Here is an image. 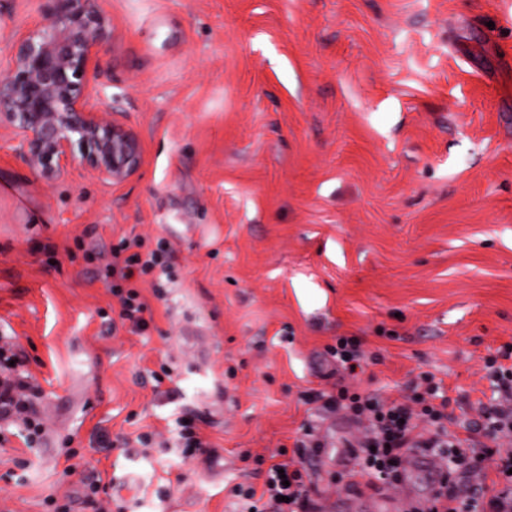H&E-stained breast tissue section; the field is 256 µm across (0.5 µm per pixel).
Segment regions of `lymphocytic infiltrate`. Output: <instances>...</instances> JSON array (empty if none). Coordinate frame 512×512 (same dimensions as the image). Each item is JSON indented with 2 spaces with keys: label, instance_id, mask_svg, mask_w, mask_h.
<instances>
[{
  "label": "lymphocytic infiltrate",
  "instance_id": "obj_1",
  "mask_svg": "<svg viewBox=\"0 0 512 512\" xmlns=\"http://www.w3.org/2000/svg\"><path fill=\"white\" fill-rule=\"evenodd\" d=\"M168 256L165 247L151 250L142 238H124L113 247L110 260L100 269L102 280L118 299L120 320L132 332L141 333L149 327L146 317L149 307L140 291V282L143 276L164 268ZM16 357L13 345L0 344V422L22 423L33 437L38 435L40 425L31 415L32 384L13 367ZM484 368L497 389V396L494 402L478 406L483 418V435L479 438L470 428L462 434L442 428L441 422L447 419L451 405L447 397H440V404L428 402L417 408L407 399L386 402L371 394L350 391L340 383L332 391L312 392L311 400L325 411L348 409L365 417L368 429L358 452L362 467L375 480L394 481L399 477L402 455L409 448H423L452 462L469 453L478 464L483 457L492 455V443L504 439L512 442V343L488 355ZM422 421L440 425V432L422 438L417 432ZM483 438L489 440V447H480ZM452 478V471L443 472L438 490L416 512H512V501L493 483H480L475 501L468 505L461 503L449 488ZM263 493L267 501L262 512H317L318 509L301 467L292 460L270 465Z\"/></svg>",
  "mask_w": 512,
  "mask_h": 512
}]
</instances>
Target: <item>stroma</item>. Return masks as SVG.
Wrapping results in <instances>:
<instances>
[{
	"instance_id": "35a3bbf8",
	"label": "stroma",
	"mask_w": 512,
	"mask_h": 512,
	"mask_svg": "<svg viewBox=\"0 0 512 512\" xmlns=\"http://www.w3.org/2000/svg\"><path fill=\"white\" fill-rule=\"evenodd\" d=\"M112 23L100 109L143 160L109 185L52 180L0 125V339L37 388L44 429L0 424V512H247L279 449L323 512H408L438 487L406 453L367 489L361 427L309 396L332 390L337 337L354 385L447 388L475 424L483 359L512 342V0H99ZM44 0H0V72ZM140 235L170 249L130 332L102 255ZM196 415L210 455L184 458ZM147 435L139 444L137 435ZM113 448H106V441ZM331 356L336 360V370L341 368L350 378H356L358 371L363 369L364 354L351 338H338L336 347L331 350Z\"/></svg>"
}]
</instances>
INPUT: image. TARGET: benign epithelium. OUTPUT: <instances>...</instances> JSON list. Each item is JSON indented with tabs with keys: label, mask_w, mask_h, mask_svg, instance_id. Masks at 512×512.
<instances>
[{
	"label": "benign epithelium",
	"mask_w": 512,
	"mask_h": 512,
	"mask_svg": "<svg viewBox=\"0 0 512 512\" xmlns=\"http://www.w3.org/2000/svg\"><path fill=\"white\" fill-rule=\"evenodd\" d=\"M49 2L42 19L18 37L9 71L0 76V124L11 128L16 156L47 178L77 163L106 183H124L141 166L140 139L96 108L103 93L98 54L112 39L110 21L97 0ZM88 73L94 85L84 96L77 80Z\"/></svg>",
	"instance_id": "7a95c632"
}]
</instances>
